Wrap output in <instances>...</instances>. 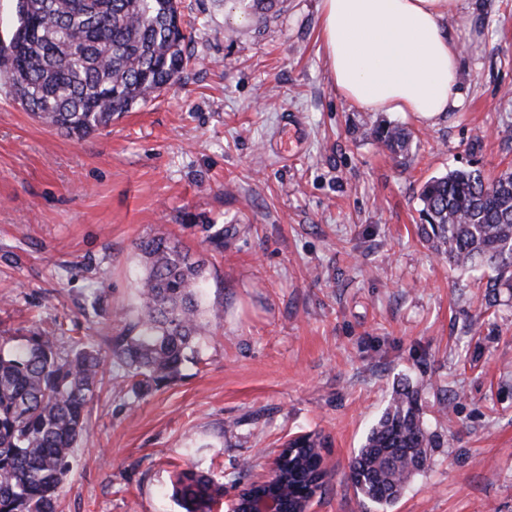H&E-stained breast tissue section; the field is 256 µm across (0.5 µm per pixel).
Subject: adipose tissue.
I'll use <instances>...</instances> for the list:
<instances>
[{"label": "adipose tissue", "instance_id": "adipose-tissue-1", "mask_svg": "<svg viewBox=\"0 0 512 512\" xmlns=\"http://www.w3.org/2000/svg\"><path fill=\"white\" fill-rule=\"evenodd\" d=\"M464 0H320L337 92L371 112L432 119L459 104L461 44L446 28Z\"/></svg>", "mask_w": 512, "mask_h": 512}]
</instances>
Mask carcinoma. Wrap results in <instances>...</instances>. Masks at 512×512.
Returning <instances> with one entry per match:
<instances>
[{
	"label": "carcinoma",
	"mask_w": 512,
	"mask_h": 512,
	"mask_svg": "<svg viewBox=\"0 0 512 512\" xmlns=\"http://www.w3.org/2000/svg\"><path fill=\"white\" fill-rule=\"evenodd\" d=\"M265 16L279 0H232ZM19 26L0 41L3 77L23 109L47 127L83 139L125 116L184 72L190 37L177 0H17ZM372 136L393 156L409 151L411 133L384 120ZM418 230L448 265L489 266L486 305L512 288V171L491 182L478 169H453L420 187ZM145 266L136 322L112 340L113 363L124 368L131 400L177 380L210 333L197 298L202 269L167 233L136 244ZM103 364L87 336L37 331L25 342L0 344V512H56ZM447 443L423 420L417 387L405 378L351 460L349 479L373 504L395 503L412 477L427 470ZM294 449L280 481L292 501L322 478L316 432L286 444ZM183 512H212L224 484L188 468L174 482Z\"/></svg>",
	"instance_id": "1"
}]
</instances>
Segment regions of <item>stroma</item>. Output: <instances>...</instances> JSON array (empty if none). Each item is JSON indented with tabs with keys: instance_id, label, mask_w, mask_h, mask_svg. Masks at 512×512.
<instances>
[{
	"instance_id": "35a3bbf8",
	"label": "stroma",
	"mask_w": 512,
	"mask_h": 512,
	"mask_svg": "<svg viewBox=\"0 0 512 512\" xmlns=\"http://www.w3.org/2000/svg\"><path fill=\"white\" fill-rule=\"evenodd\" d=\"M319 5L280 0L259 21L181 0L180 80L81 141L0 84L1 336L75 321L110 357L136 319V242L162 224L204 264L199 362L132 405L108 367L57 512H179L176 472L231 495L308 431L328 439L313 512H512V290L486 307L484 282L417 234L429 178L512 168V0H466L448 18L461 104L430 121L336 92ZM382 117L413 132L406 159L371 136ZM94 294L98 314L83 309ZM404 377L448 444L384 509L355 493L349 463Z\"/></svg>"
}]
</instances>
